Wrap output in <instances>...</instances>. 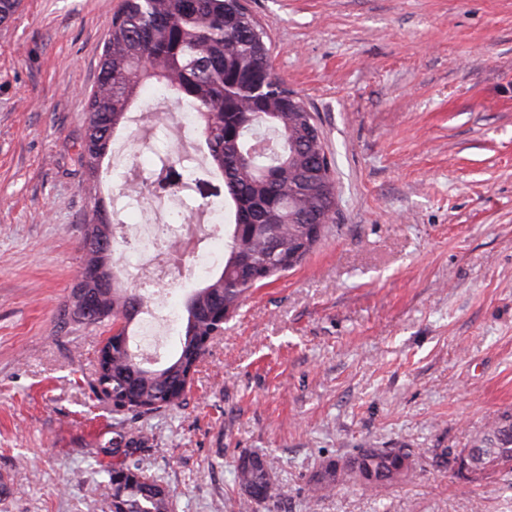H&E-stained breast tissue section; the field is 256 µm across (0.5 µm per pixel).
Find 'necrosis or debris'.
<instances>
[{
  "label": "necrosis or debris",
  "mask_w": 512,
  "mask_h": 512,
  "mask_svg": "<svg viewBox=\"0 0 512 512\" xmlns=\"http://www.w3.org/2000/svg\"><path fill=\"white\" fill-rule=\"evenodd\" d=\"M195 124L194 111L176 105L166 119L167 136L153 147L156 163L151 174L160 175L164 166L184 164L187 179L165 189L156 202H145L147 177L140 167L130 165L126 139L112 142L110 168L119 182L120 196L141 202L140 217L134 224L112 227V241L121 247L119 259L148 303L135 334L140 353L157 356L166 347L177 322L172 298L186 286V278L202 282L224 262V203L213 200L204 208L202 223H192L188 215L191 180L206 168L200 151H174L175 135Z\"/></svg>",
  "instance_id": "4bbe7bcc"
}]
</instances>
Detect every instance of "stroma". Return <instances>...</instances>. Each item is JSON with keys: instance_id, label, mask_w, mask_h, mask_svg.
Instances as JSON below:
<instances>
[{"instance_id": "obj_1", "label": "stroma", "mask_w": 512, "mask_h": 512, "mask_svg": "<svg viewBox=\"0 0 512 512\" xmlns=\"http://www.w3.org/2000/svg\"><path fill=\"white\" fill-rule=\"evenodd\" d=\"M120 0H22L0 25V512H112L122 434L172 512H512V472L434 460L512 413V0H246L321 130L330 231L211 341L183 403L92 400L101 330L57 326L83 261L86 101ZM410 448L394 485L312 491L323 460ZM263 455L280 491L247 503ZM236 473L238 483L247 501L264 503L276 497L277 494L273 492L270 466L262 455L248 454L240 456Z\"/></svg>"}]
</instances>
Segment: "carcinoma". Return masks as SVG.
I'll return each mask as SVG.
<instances>
[{
  "label": "carcinoma",
  "mask_w": 512,
  "mask_h": 512,
  "mask_svg": "<svg viewBox=\"0 0 512 512\" xmlns=\"http://www.w3.org/2000/svg\"><path fill=\"white\" fill-rule=\"evenodd\" d=\"M271 42L243 0H195L189 10L180 0H122L103 45L96 85L87 101V125L80 160L86 179L97 178L118 128L127 120L141 88L162 85L177 103L196 111L211 169L224 182V208L230 220L224 241V265L185 301L186 324L177 355L159 369L136 367L114 348L110 382L103 392L113 406L135 418L179 406L174 388L185 382L190 365L206 350L212 311L233 315L258 283L300 265L328 232L336 206L331 162L316 120L303 101L273 69ZM265 224L266 233L237 235L242 225ZM112 222L95 196L85 213V257L59 321L108 326L120 319L129 332L142 298L124 287V273L112 257ZM99 308L86 314L85 294ZM464 449H440L439 466L458 476ZM133 471L113 490L118 512H171L169 491L148 472L134 441H110L93 449ZM469 455L491 462L488 471L465 477L482 481L512 469V415L490 427ZM416 455L404 448H363L351 456L323 461L309 483L331 491L340 482L366 486L397 484V474L413 471ZM238 483L250 502L276 497L267 460L239 457Z\"/></svg>",
  "instance_id": "1"
}]
</instances>
